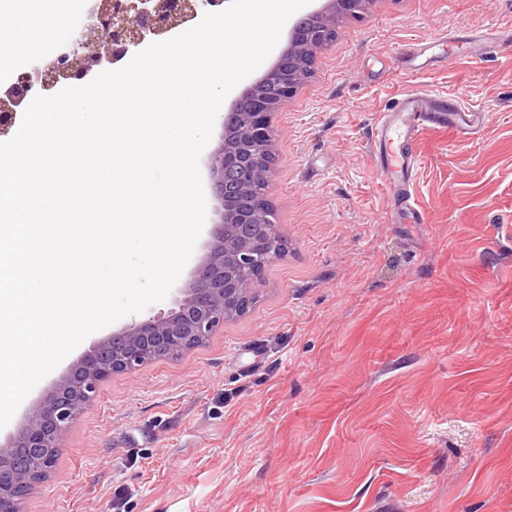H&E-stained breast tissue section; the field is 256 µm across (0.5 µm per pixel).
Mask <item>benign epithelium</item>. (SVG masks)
<instances>
[{
	"label": "benign epithelium",
	"mask_w": 512,
	"mask_h": 512,
	"mask_svg": "<svg viewBox=\"0 0 512 512\" xmlns=\"http://www.w3.org/2000/svg\"><path fill=\"white\" fill-rule=\"evenodd\" d=\"M222 3L223 0H86L83 16L72 27L70 39L62 45V50L47 64L34 61L28 71L19 75L11 92L4 98L0 96V130L14 124L15 107L27 98L31 100L44 94L52 87L54 79L81 81L90 65L111 64L127 56L150 36L200 14L211 13ZM336 3L337 0H326L313 9L321 26L307 35L291 30L278 56L296 50L314 51L327 41L336 32ZM299 79V74L281 69L276 60L240 92L242 96H253V111L245 116L236 131L224 130L220 147L204 161L217 202V219L209 230L206 255L196 265L189 282L176 289L174 308L166 314L134 320L123 327L122 334L135 343L134 350L118 357L113 364L103 366L98 361L97 351L111 340L106 337L69 369L48 396L32 406L22 428L8 438L7 447L0 448V512H19L12 496L13 487L50 474L55 463V456L38 452L30 459L27 473L18 475L8 451L17 439L24 438L31 448H62L70 424L83 412L106 378L153 360L152 337L162 338L174 350L181 349L193 338L210 335L215 327L224 323V311L240 307L256 288L258 280L246 273L261 262V245L238 242L234 238V227L258 218L263 213L264 199L250 197V210L243 212L219 197L217 188L227 165L239 166L242 181L249 190L269 181L273 146L271 115L288 104ZM267 82L281 86L279 101H269L259 92ZM217 265L223 270L224 279L205 298L196 284L209 277Z\"/></svg>",
	"instance_id": "obj_1"
}]
</instances>
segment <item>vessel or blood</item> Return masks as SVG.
Masks as SVG:
<instances>
[{
	"label": "vessel or blood",
	"instance_id": "obj_1",
	"mask_svg": "<svg viewBox=\"0 0 512 512\" xmlns=\"http://www.w3.org/2000/svg\"><path fill=\"white\" fill-rule=\"evenodd\" d=\"M482 116L460 106H449L441 95L409 94L395 100L380 113L372 133L380 146L386 147L382 175L392 182L402 171L417 170L419 158L415 145L420 134L433 125L463 133L477 127Z\"/></svg>",
	"mask_w": 512,
	"mask_h": 512
}]
</instances>
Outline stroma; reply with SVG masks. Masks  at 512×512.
Instances as JSON below:
<instances>
[{
	"label": "stroma",
	"mask_w": 512,
	"mask_h": 512,
	"mask_svg": "<svg viewBox=\"0 0 512 512\" xmlns=\"http://www.w3.org/2000/svg\"><path fill=\"white\" fill-rule=\"evenodd\" d=\"M429 92L484 123L386 190L375 121ZM273 125L256 303L106 379L20 512H512V0L340 18Z\"/></svg>",
	"instance_id": "1"
}]
</instances>
